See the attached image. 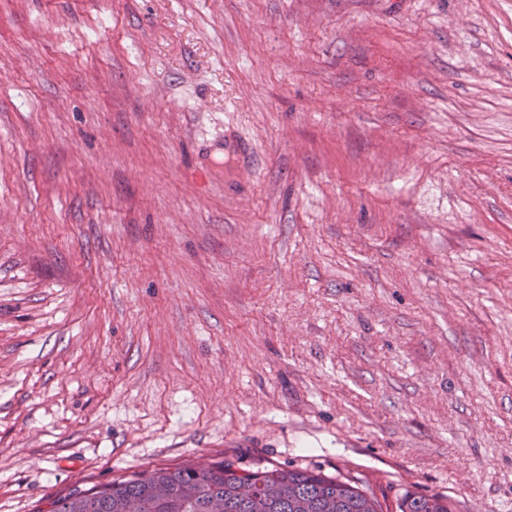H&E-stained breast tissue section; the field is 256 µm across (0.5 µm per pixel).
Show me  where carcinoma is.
Instances as JSON below:
<instances>
[{
	"label": "carcinoma",
	"instance_id": "obj_1",
	"mask_svg": "<svg viewBox=\"0 0 512 512\" xmlns=\"http://www.w3.org/2000/svg\"><path fill=\"white\" fill-rule=\"evenodd\" d=\"M243 480L253 483L255 500L237 495V485ZM159 484L172 491L165 502L153 495ZM130 499L140 502L141 512H209L213 499L224 501V512H383L373 494L319 469L273 465L241 472L224 460L211 462L202 481L195 463L187 462L135 471L89 489L78 487L53 501L50 512H125L124 504ZM397 509L450 512L446 497L414 492L402 495Z\"/></svg>",
	"mask_w": 512,
	"mask_h": 512
}]
</instances>
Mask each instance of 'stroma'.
I'll return each mask as SVG.
<instances>
[{"mask_svg": "<svg viewBox=\"0 0 512 512\" xmlns=\"http://www.w3.org/2000/svg\"><path fill=\"white\" fill-rule=\"evenodd\" d=\"M200 456L512 512V0H0V512Z\"/></svg>", "mask_w": 512, "mask_h": 512, "instance_id": "obj_1", "label": "stroma"}]
</instances>
